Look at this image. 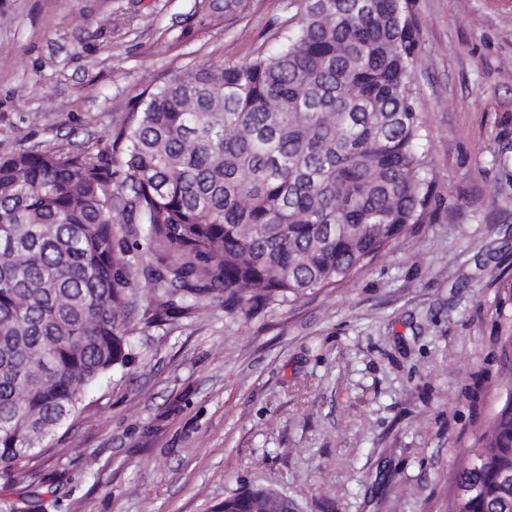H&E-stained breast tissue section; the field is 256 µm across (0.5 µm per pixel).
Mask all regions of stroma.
<instances>
[{"mask_svg": "<svg viewBox=\"0 0 512 512\" xmlns=\"http://www.w3.org/2000/svg\"><path fill=\"white\" fill-rule=\"evenodd\" d=\"M288 0H0V156L109 144L133 97L190 66L277 50ZM413 96L437 190L352 278L251 314L200 299L150 321L28 468L23 512H220L269 487L295 512H448L458 455L512 386V0H408Z\"/></svg>", "mask_w": 512, "mask_h": 512, "instance_id": "35a3bbf8", "label": "stroma"}]
</instances>
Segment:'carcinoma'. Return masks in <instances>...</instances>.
Listing matches in <instances>:
<instances>
[{
  "mask_svg": "<svg viewBox=\"0 0 512 512\" xmlns=\"http://www.w3.org/2000/svg\"><path fill=\"white\" fill-rule=\"evenodd\" d=\"M291 4L297 23L275 53L145 89L111 147L0 156L1 469L29 464L25 449L129 362L135 272L155 320L203 297L281 305L335 287L423 222L433 187L407 0ZM124 224L141 242L128 245ZM501 319L511 378L512 318ZM505 474L512 395L460 455L456 484L478 495L448 512H512ZM293 510L252 487L221 512Z\"/></svg>",
  "mask_w": 512,
  "mask_h": 512,
  "instance_id": "cac0c4a2",
  "label": "carcinoma"
}]
</instances>
